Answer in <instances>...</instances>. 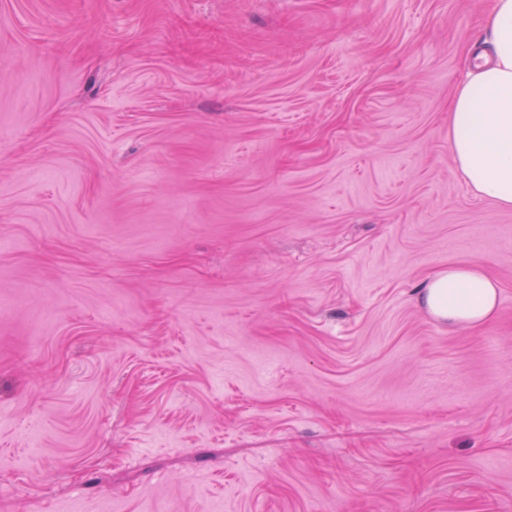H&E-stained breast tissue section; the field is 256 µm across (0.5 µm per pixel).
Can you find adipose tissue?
I'll return each mask as SVG.
<instances>
[{
	"mask_svg": "<svg viewBox=\"0 0 512 512\" xmlns=\"http://www.w3.org/2000/svg\"><path fill=\"white\" fill-rule=\"evenodd\" d=\"M490 51L470 63L450 102L449 143L464 181L477 196L512 207V0H493L484 19ZM434 316L476 325L497 308V287L478 268L451 266L424 286Z\"/></svg>",
	"mask_w": 512,
	"mask_h": 512,
	"instance_id": "ef3b65f1",
	"label": "adipose tissue"
}]
</instances>
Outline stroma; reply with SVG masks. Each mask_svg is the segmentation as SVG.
I'll return each mask as SVG.
<instances>
[{
  "instance_id": "stroma-1",
  "label": "stroma",
  "mask_w": 512,
  "mask_h": 512,
  "mask_svg": "<svg viewBox=\"0 0 512 512\" xmlns=\"http://www.w3.org/2000/svg\"><path fill=\"white\" fill-rule=\"evenodd\" d=\"M490 4L0 0V512H512ZM453 263L488 321L419 301ZM490 52L470 63L450 102L449 143L477 196L512 207V0L484 19ZM420 296L432 315L453 324H480L497 308L496 285L472 266H448L425 284Z\"/></svg>"
}]
</instances>
